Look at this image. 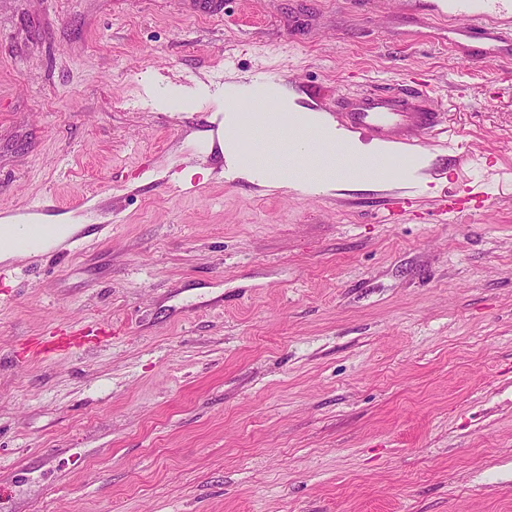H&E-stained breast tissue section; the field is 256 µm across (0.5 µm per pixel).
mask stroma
<instances>
[{
	"label": "stroma",
	"mask_w": 512,
	"mask_h": 512,
	"mask_svg": "<svg viewBox=\"0 0 512 512\" xmlns=\"http://www.w3.org/2000/svg\"><path fill=\"white\" fill-rule=\"evenodd\" d=\"M434 3L0 0V219L101 217L0 264V512H512V57ZM266 70L336 120L428 85L429 182L226 183ZM281 78L278 74H265L256 79L254 86H247L236 88L232 90L228 95V100H225V112H238L237 106L250 100L258 86L262 87L265 93L273 92L278 86H280Z\"/></svg>",
	"instance_id": "obj_1"
}]
</instances>
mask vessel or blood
Listing matches in <instances>:
<instances>
[{
  "mask_svg": "<svg viewBox=\"0 0 512 512\" xmlns=\"http://www.w3.org/2000/svg\"><path fill=\"white\" fill-rule=\"evenodd\" d=\"M448 32L457 51L486 62L502 56H512V0H451ZM281 83L276 74L257 78L255 85L232 90L225 102L226 111H236L238 105L250 100L257 89L273 92ZM348 124L365 129L381 139H392L410 133L413 144H420L438 123L434 112L413 111L407 98L365 93L359 95L347 114Z\"/></svg>",
  "mask_w": 512,
  "mask_h": 512,
  "instance_id": "vessel-or-blood-1",
  "label": "vessel or blood"
}]
</instances>
